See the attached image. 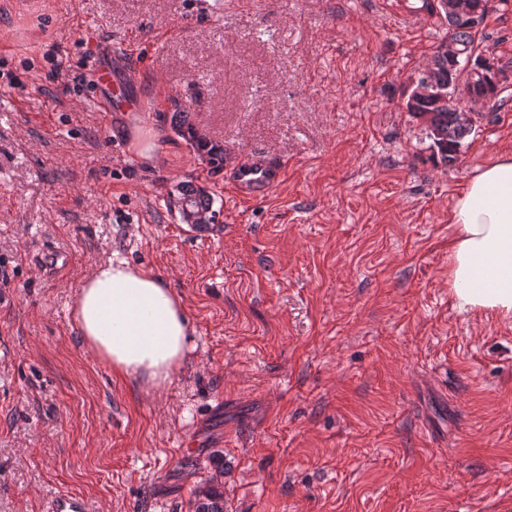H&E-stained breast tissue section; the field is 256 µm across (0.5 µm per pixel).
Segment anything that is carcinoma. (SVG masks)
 <instances>
[{
	"label": "carcinoma",
	"instance_id": "obj_1",
	"mask_svg": "<svg viewBox=\"0 0 512 512\" xmlns=\"http://www.w3.org/2000/svg\"><path fill=\"white\" fill-rule=\"evenodd\" d=\"M448 23V36L460 47L472 52L475 50L477 30L453 17L447 10H441ZM433 77L445 87H452L462 78L459 70L448 63L440 54L434 55L432 63ZM413 116L422 120L427 137L432 139L434 154L445 165H454L459 158L462 141L474 130V124L463 118L464 108L454 102L444 103L437 99H428L407 108ZM175 131L185 137L199 151L212 156L218 155V148L210 145L197 129L183 120L174 122ZM212 200L206 189L191 187L180 198V210L183 218L196 228L210 223ZM195 512H224V497L219 488L210 485L197 494Z\"/></svg>",
	"mask_w": 512,
	"mask_h": 512
}]
</instances>
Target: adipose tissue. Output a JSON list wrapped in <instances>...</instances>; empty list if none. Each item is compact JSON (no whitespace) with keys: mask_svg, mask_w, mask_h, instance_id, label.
<instances>
[{"mask_svg":"<svg viewBox=\"0 0 512 512\" xmlns=\"http://www.w3.org/2000/svg\"><path fill=\"white\" fill-rule=\"evenodd\" d=\"M448 290L459 308L512 320V153L477 171L450 213ZM81 341L114 372L154 384L185 354L188 319L158 275L126 260L99 264L73 306Z\"/></svg>","mask_w":512,"mask_h":512,"instance_id":"obj_1","label":"adipose tissue"}]
</instances>
